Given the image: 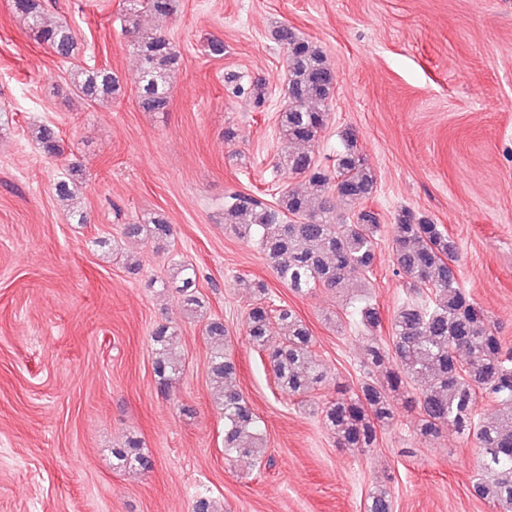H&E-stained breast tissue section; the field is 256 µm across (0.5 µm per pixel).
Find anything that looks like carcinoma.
I'll return each mask as SVG.
<instances>
[{"label": "carcinoma", "instance_id": "obj_1", "mask_svg": "<svg viewBox=\"0 0 512 512\" xmlns=\"http://www.w3.org/2000/svg\"><path fill=\"white\" fill-rule=\"evenodd\" d=\"M16 14L27 19L36 38L63 58L74 56L77 42L72 29L47 20L42 0H13ZM171 0H125V28L135 34L132 47L139 61L136 97L148 112L167 111L171 76L179 65V52L170 39L140 30L138 18L149 12L158 18L171 13ZM275 39L288 53V107L279 115L283 149L278 166L291 178H305L309 190L281 188L275 204L249 194L232 193L224 199V224L237 235L254 239L280 281L296 293L321 285L345 288L352 282L366 287L381 234L377 215L363 203L372 195L376 177L358 148V136L345 130L343 150L336 156L334 174L315 160L313 147L328 113L320 106L333 96L336 77L326 56L312 42L282 25ZM77 95L88 102L116 95L121 90L116 73L107 68H83L74 76ZM256 108L264 105L265 86L235 85ZM36 140L49 157L61 153L55 127L42 125ZM147 235L164 241L170 225L155 217L123 225V235ZM392 251L398 273L419 298L403 303L391 323L392 347L378 344L367 349L368 366L381 369V377L366 380L356 392H347L325 404L321 413L340 448L364 452L375 446L378 428L395 419L394 400L402 396L418 410L416 430L432 441L453 428L475 437L481 464L475 472V495L493 504L497 512H512V348L502 344L495 322L461 287L456 270V245L444 227L401 210L392 227ZM172 279L187 293L186 303L199 306L190 294L196 273L190 265L173 267ZM253 289L246 313V336L259 351L268 353L278 387L292 397H303L326 377L327 369L312 351L309 329L294 310L271 297L262 283L239 278ZM354 315L368 332L381 326L378 309L366 299ZM217 344L207 373L216 402L224 411V455L252 457L264 449L259 417L235 384L236 365L224 351V323L212 320L205 327ZM175 331L166 324L152 331L154 372L166 390L179 377L180 359L173 351ZM498 406L495 418L476 414L480 396ZM139 443L112 449L119 468L145 469L149 461L136 452ZM364 512H394L390 487L378 482L370 490Z\"/></svg>", "mask_w": 512, "mask_h": 512}]
</instances>
